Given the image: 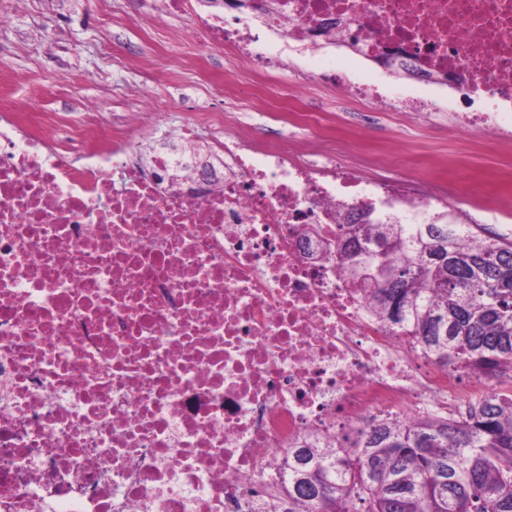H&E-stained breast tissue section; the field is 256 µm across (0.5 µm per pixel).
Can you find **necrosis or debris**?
<instances>
[{
    "instance_id": "necrosis-or-debris-1",
    "label": "necrosis or debris",
    "mask_w": 512,
    "mask_h": 512,
    "mask_svg": "<svg viewBox=\"0 0 512 512\" xmlns=\"http://www.w3.org/2000/svg\"><path fill=\"white\" fill-rule=\"evenodd\" d=\"M264 2L282 40L423 73L412 93L341 74V96L512 140V0ZM154 11L235 67L271 62L249 25L194 0ZM461 69L508 110L460 109L445 83ZM304 120L311 137L289 146L219 117L214 166L190 120L173 142L149 112L0 116V512H242L302 441L457 418L488 392L373 315L337 250L357 208L474 224L469 198L429 172L364 180L321 137L330 114Z\"/></svg>"
}]
</instances>
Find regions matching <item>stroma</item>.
Listing matches in <instances>:
<instances>
[{
	"label": "stroma",
	"instance_id": "stroma-1",
	"mask_svg": "<svg viewBox=\"0 0 512 512\" xmlns=\"http://www.w3.org/2000/svg\"><path fill=\"white\" fill-rule=\"evenodd\" d=\"M5 6L10 21L0 27V112L73 113L91 102L108 123L149 101L162 130L175 132L188 113L204 141L213 131L204 119L215 112L249 114L255 134L266 140L304 138L287 113L329 112L335 121L327 137L347 161L374 146L391 147L393 162L376 176L415 173L424 163L453 157L469 191H507L499 156L478 147L475 134L451 139L435 120L414 112H369L367 103L343 100L315 82L295 83L287 71H231L223 49H201L182 37L181 17H148L134 0H0ZM145 56L151 60L146 68Z\"/></svg>",
	"mask_w": 512,
	"mask_h": 512
}]
</instances>
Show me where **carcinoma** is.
<instances>
[{"label":"carcinoma","instance_id":"carcinoma-1","mask_svg":"<svg viewBox=\"0 0 512 512\" xmlns=\"http://www.w3.org/2000/svg\"><path fill=\"white\" fill-rule=\"evenodd\" d=\"M357 224L342 259L373 284L371 311L436 363L512 372V242L468 224ZM285 484L248 512H512V396L451 420H380L336 452H286Z\"/></svg>","mask_w":512,"mask_h":512}]
</instances>
